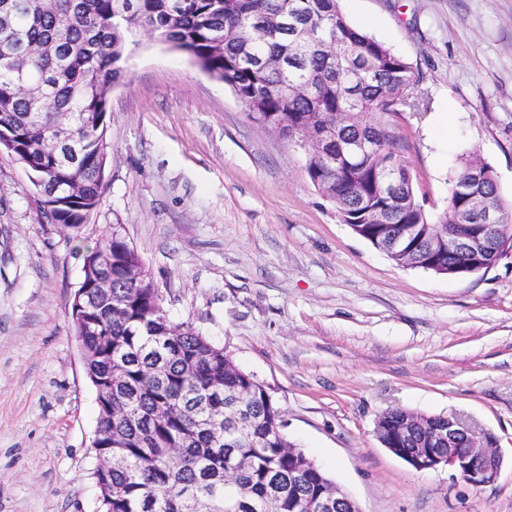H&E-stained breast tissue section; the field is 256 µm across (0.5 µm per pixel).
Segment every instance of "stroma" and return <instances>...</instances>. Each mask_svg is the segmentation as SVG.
<instances>
[{
    "label": "stroma",
    "instance_id": "stroma-1",
    "mask_svg": "<svg viewBox=\"0 0 512 512\" xmlns=\"http://www.w3.org/2000/svg\"><path fill=\"white\" fill-rule=\"evenodd\" d=\"M413 64L392 121L417 197L448 204L468 153L512 202V0H340ZM109 95L106 188L80 232L48 221L0 154V512H95L96 394L69 314L81 249L120 224L172 321L263 384L283 433L360 512H512V259L448 278L397 265L311 182L307 152L250 119L183 52L128 45ZM398 407L498 442L494 484L418 471L379 441Z\"/></svg>",
    "mask_w": 512,
    "mask_h": 512
}]
</instances>
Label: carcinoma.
I'll return each instance as SVG.
<instances>
[{"mask_svg":"<svg viewBox=\"0 0 512 512\" xmlns=\"http://www.w3.org/2000/svg\"><path fill=\"white\" fill-rule=\"evenodd\" d=\"M15 15L17 39L0 49V143L30 173L64 189L72 169L65 151L41 141L62 122L85 175L75 194L61 193L47 216L75 231L99 204L108 155V95L125 74L126 49L138 36L186 53L224 83L251 119L275 115L281 134L313 142L336 126L334 155L313 147L307 173L355 234L374 243L372 214L391 205L376 185L388 171L398 201L391 223L480 224L487 211L512 225L493 167L466 156L455 172L447 208L435 219L416 198L389 117L418 104L413 64L352 25L338 0H0ZM365 136L370 147L344 152ZM112 252V299L75 291L71 309L91 306L89 323L71 314L96 394L98 451L112 469H97L98 512H299L336 484L281 431V411L264 385L239 369L224 348L190 324H175L138 253L114 224L83 251L86 261ZM411 268L454 275L458 259L444 250ZM139 275L133 282L131 274ZM252 416L248 431L229 433L236 406ZM212 415L213 429L197 420ZM392 408L378 420L390 448L430 446L444 415H418L426 429L406 424Z\"/></svg>","mask_w":512,"mask_h":512,"instance_id":"1","label":"carcinoma"}]
</instances>
